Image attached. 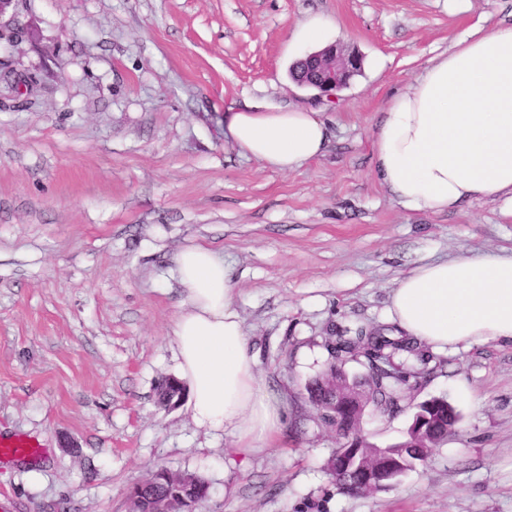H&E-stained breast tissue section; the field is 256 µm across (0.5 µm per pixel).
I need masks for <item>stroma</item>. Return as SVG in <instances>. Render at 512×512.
I'll use <instances>...</instances> for the list:
<instances>
[{
	"label": "stroma",
	"mask_w": 512,
	"mask_h": 512,
	"mask_svg": "<svg viewBox=\"0 0 512 512\" xmlns=\"http://www.w3.org/2000/svg\"><path fill=\"white\" fill-rule=\"evenodd\" d=\"M315 16L362 59L347 87H298ZM512 0H16L0 18V433L37 440L0 463V512H129L164 468L210 484L203 512H512V346L438 351L409 399L448 400L456 431L391 489L337 491L341 439L311 406L332 326L393 327L398 279L457 256L512 252L493 196L441 213L398 206L373 174L389 99ZM321 112L326 153L279 171L224 138V109ZM228 266L256 371L283 425L248 457L163 409L182 249ZM412 418L365 417L400 441ZM36 474H29V467ZM336 28L329 18L314 17L305 21L299 29V40L307 43L324 42L332 29Z\"/></svg>",
	"instance_id": "stroma-1"
}]
</instances>
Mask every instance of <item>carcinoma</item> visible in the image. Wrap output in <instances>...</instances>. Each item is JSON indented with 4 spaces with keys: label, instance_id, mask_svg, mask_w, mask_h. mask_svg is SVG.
<instances>
[{
    "label": "carcinoma",
    "instance_id": "carcinoma-1",
    "mask_svg": "<svg viewBox=\"0 0 512 512\" xmlns=\"http://www.w3.org/2000/svg\"><path fill=\"white\" fill-rule=\"evenodd\" d=\"M323 347L327 352L325 369L306 383L305 390L322 422L347 439L334 449L325 464L326 472L342 492H375L366 481L365 469L387 460L393 463L398 479L416 465L426 463L433 447L454 432L458 412L444 398L433 397L430 407L425 401L413 406V417L423 426L418 436L408 435L393 446L370 447L357 428L358 406L352 404L343 410L336 407L330 379L352 366L357 384L367 395L368 408L379 414H391L402 409L404 391L410 387V380L419 375L415 367H428L435 356L413 337L392 338L385 328L368 329L363 325L332 326ZM156 391L164 405L178 398L177 389L166 377L158 382ZM209 490L208 481L195 473L173 475L161 468L147 481L132 487L130 512H154L161 501L172 509L202 504Z\"/></svg>",
    "mask_w": 512,
    "mask_h": 512
}]
</instances>
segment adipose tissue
<instances>
[{"instance_id": "1", "label": "adipose tissue", "mask_w": 512, "mask_h": 512, "mask_svg": "<svg viewBox=\"0 0 512 512\" xmlns=\"http://www.w3.org/2000/svg\"><path fill=\"white\" fill-rule=\"evenodd\" d=\"M224 136L279 171L323 155L328 129L303 108L247 102L224 114ZM374 174L405 209L439 213L497 196L512 205V25L474 29L394 95L372 142ZM183 300L171 328L176 377L195 423L230 436L237 452L281 424L259 380L223 258L206 245L175 257ZM389 314L407 335L438 348L512 344V253L432 262L400 278Z\"/></svg>"}]
</instances>
